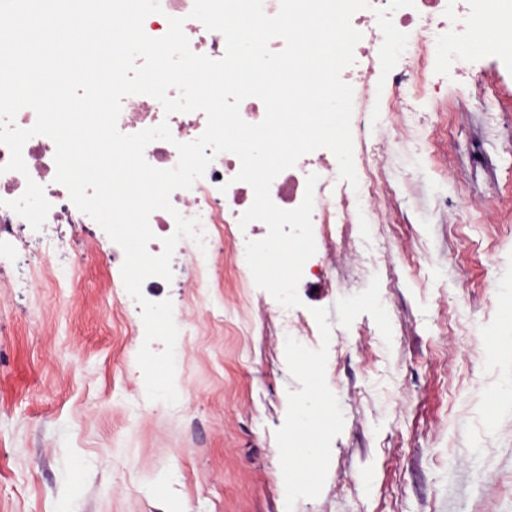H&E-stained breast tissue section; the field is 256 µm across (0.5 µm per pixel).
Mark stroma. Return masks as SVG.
<instances>
[{
	"instance_id": "obj_1",
	"label": "stroma",
	"mask_w": 512,
	"mask_h": 512,
	"mask_svg": "<svg viewBox=\"0 0 512 512\" xmlns=\"http://www.w3.org/2000/svg\"><path fill=\"white\" fill-rule=\"evenodd\" d=\"M407 139L356 140L391 192L381 224L314 225L297 313L329 310L326 380L343 410L321 494L285 505L275 440L287 332L265 290L219 260L204 295L176 250V404L146 398L138 310L96 224L0 227V512H512V66L430 63ZM475 207H468V200ZM494 220H487V212ZM63 257L24 264L18 238ZM362 251L359 266L334 255Z\"/></svg>"
}]
</instances>
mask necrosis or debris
I'll return each mask as SVG.
<instances>
[{"label": "necrosis or debris", "mask_w": 512, "mask_h": 512, "mask_svg": "<svg viewBox=\"0 0 512 512\" xmlns=\"http://www.w3.org/2000/svg\"><path fill=\"white\" fill-rule=\"evenodd\" d=\"M160 3L161 13L150 15L144 22V30L149 36H163L168 30V17H181L185 20L184 32L194 53L214 59L224 55L223 35L190 19L194 0H160ZM492 11L502 18L512 19V0H415L414 7L393 13L394 25L408 36L402 63L390 72L398 99L396 111H407L406 97L420 78L414 62L417 53L448 61L456 68L486 50L512 56V42L504 39L497 26L487 22ZM352 24L361 32L362 38L354 51V65L347 68L342 77L353 88L354 102L366 103L372 97V78L381 71L379 49L383 34L373 10L356 12ZM163 122L168 123L174 140L170 143L152 142L145 150V158L152 166L167 169L178 162L176 142L192 141L204 131V113L168 115L152 97L132 95L122 102L117 126L120 132L133 134ZM54 155L55 145L50 138L33 137L23 148L27 174H0V224L20 223V216L9 209L7 203L22 195L30 179L43 186L51 204L48 223H85V214L72 204L68 190L54 180ZM239 169L240 162L234 154H219L191 189L177 190L171 195L175 210L185 217L199 218L205 233L204 246L194 245L189 251L191 287L201 288L208 282V270L214 262L212 246L219 226L237 223L253 201L252 188L235 179ZM311 173L319 177L312 212V221L316 224L366 223L375 217L381 198L390 191L389 184L379 181L367 166L357 172L358 187L340 182L334 155L328 149L320 148L303 156L293 168L275 178L270 188L273 202L286 210L296 208L303 200L306 178Z\"/></svg>", "instance_id": "1"}]
</instances>
